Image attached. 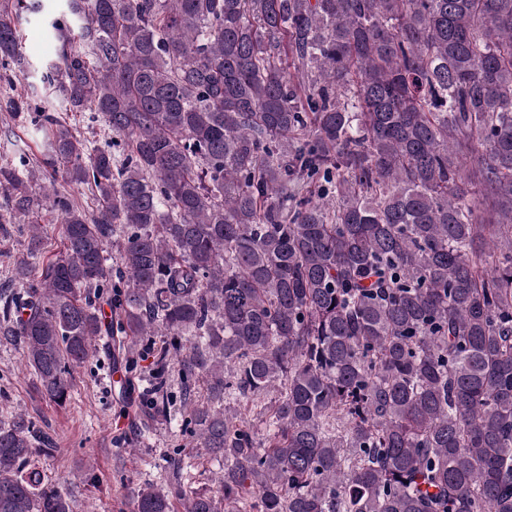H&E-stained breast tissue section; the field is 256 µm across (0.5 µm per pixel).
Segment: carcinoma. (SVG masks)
<instances>
[{
  "mask_svg": "<svg viewBox=\"0 0 512 512\" xmlns=\"http://www.w3.org/2000/svg\"><path fill=\"white\" fill-rule=\"evenodd\" d=\"M42 10L0 0V65ZM51 27L44 80L106 146L44 110L36 166H0V234L29 225L0 338L56 403L104 336L160 337L159 412L170 366L206 380L179 427L218 490L177 471L131 512H512V0H64ZM54 452L0 418V512H74Z\"/></svg>",
  "mask_w": 512,
  "mask_h": 512,
  "instance_id": "1",
  "label": "carcinoma"
}]
</instances>
